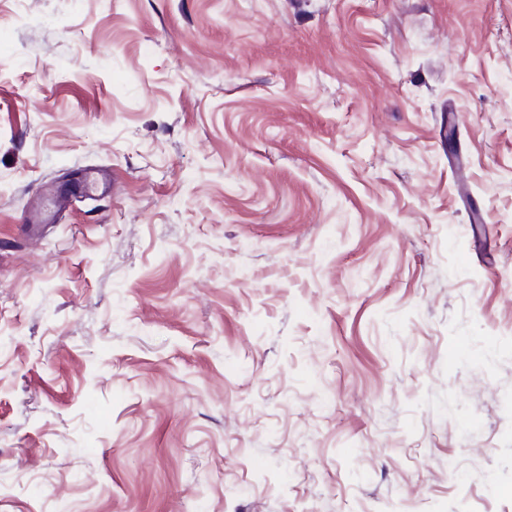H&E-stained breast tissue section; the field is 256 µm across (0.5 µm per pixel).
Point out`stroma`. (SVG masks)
<instances>
[{
  "mask_svg": "<svg viewBox=\"0 0 512 512\" xmlns=\"http://www.w3.org/2000/svg\"><path fill=\"white\" fill-rule=\"evenodd\" d=\"M0 512H512V0H0Z\"/></svg>",
  "mask_w": 512,
  "mask_h": 512,
  "instance_id": "1",
  "label": "stroma"
}]
</instances>
